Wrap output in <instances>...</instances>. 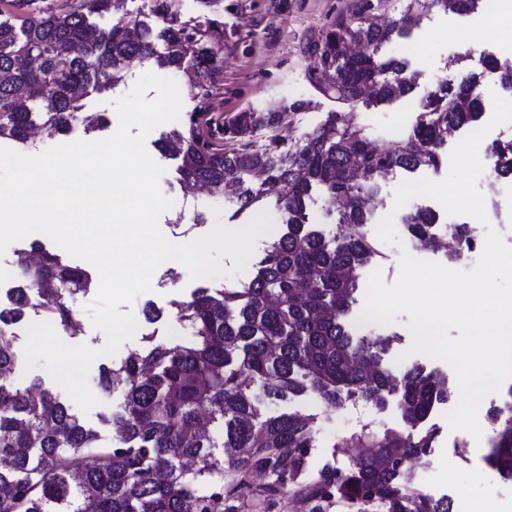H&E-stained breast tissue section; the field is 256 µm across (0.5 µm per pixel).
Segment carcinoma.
<instances>
[{
	"instance_id": "1",
	"label": "carcinoma",
	"mask_w": 512,
	"mask_h": 512,
	"mask_svg": "<svg viewBox=\"0 0 512 512\" xmlns=\"http://www.w3.org/2000/svg\"><path fill=\"white\" fill-rule=\"evenodd\" d=\"M483 2L406 0L401 17L382 25L389 0H354L308 45L317 58V89L342 108L368 85L381 103L410 95L415 77L408 60L383 57L379 48L407 37L434 9L470 14ZM2 13L14 20H0V142L25 148L35 127L49 137L65 134L88 89L119 84L132 63L157 73L178 70L201 51L196 33L183 23L159 28L117 21L96 29L91 18L112 13V0H7ZM160 41L166 45L162 53ZM361 44L373 51L343 59L348 47ZM485 67L498 72L501 89L512 93V59L489 57ZM480 86L478 75L458 86L441 83L422 100L412 132L386 148L371 146L341 110L293 149L279 138L255 151L244 142L259 126L279 125L276 112H242L225 123L224 141L240 143L236 149L201 140L193 116L188 128L161 138L159 149L180 160L184 184L231 187L244 209L273 188L285 230L265 250L250 282L201 287L191 300L176 303L178 318L195 329V344L150 338L119 368L102 369L101 387L120 384L125 392L122 410L112 415L114 446L100 444L96 432L42 383L22 390L7 382L16 354L6 331L36 309L38 296L56 298L47 317L70 327L74 311L65 296L84 293L92 283L84 268L31 246L38 261L22 258L10 304L0 307V459L7 460L0 467V512H232L240 488L257 474L271 482L255 494L275 495L288 481L310 502L309 512H326L333 501L350 512H452L448 499L431 497L405 479L407 467L437 439V429L424 423L435 406L450 401L448 380L419 364L395 375L382 365L390 341H354L342 316L354 301L359 270L378 256L365 231L366 201L396 169L443 167L448 135L484 122ZM492 153L510 159L500 173L512 178V139L493 143ZM316 186L347 200L336 245L306 222V200ZM405 222L412 240L435 247L434 211L418 206ZM258 384L274 402L315 395L334 407L350 399L383 406L397 391L406 431L379 441L359 437L346 444L357 449L355 468H324L301 483L313 417L262 414L253 394ZM203 410L208 423L223 429L222 459L214 456ZM490 416L498 431L486 461L511 478L512 401ZM186 460L202 466L187 469Z\"/></svg>"
}]
</instances>
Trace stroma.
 <instances>
[{
    "mask_svg": "<svg viewBox=\"0 0 512 512\" xmlns=\"http://www.w3.org/2000/svg\"><path fill=\"white\" fill-rule=\"evenodd\" d=\"M352 0H172L171 14L178 22L197 27L204 44L203 53L188 70L172 72L181 92L183 109L179 120L156 127L146 139V147L153 159L165 169L160 180L164 195L179 198L178 207L169 209L160 218V227L169 241L179 236L197 239L212 230L215 223L237 229L246 225L260 213H267L274 228L261 235L244 271L223 278L227 288H238L253 277L256 265L265 249L276 236L283 223L282 207L275 192L251 208H242L236 195L204 191L195 195H182V184L177 178L176 160L160 152L158 140L173 129L187 126L192 113H199L196 130L200 137L209 138L212 124L227 122L241 112H279L283 119L279 127H260L247 136L252 148H265L273 138L286 139L295 145L319 130L336 112L332 99L321 95L312 80L317 66L315 57L305 49L309 36L321 33L336 16L348 10ZM414 50L408 60L417 76V87L411 97L379 104L372 97H364L349 111L355 126L373 145L384 148L391 144L394 127L412 130L420 110V103L428 92L445 80L461 81L469 73L482 71L485 56L512 58V0H488L484 10L470 15H457L440 10L433 11L415 28L409 39ZM140 77L139 68L129 69L122 82L112 88L92 90L83 97V114L102 115L107 124L100 137L112 135L118 125L113 107L115 99L127 94ZM302 102V109L292 112L288 106ZM448 174L447 169L428 172L425 177L439 181ZM420 173L395 170L380 180L376 197L379 205L371 213V222L365 230L376 238V226L385 217H392L397 233H404L401 217L391 216L394 191L402 183L420 180ZM478 186L486 202V213L491 225L499 231L505 242L512 245V181L492 182L489 174H482ZM221 207V215H214V207ZM39 243L48 251H56V244L47 237H25L9 246L0 257V306L9 303L10 294L19 272V257L32 243ZM379 255L373 268L363 269L362 283L355 295L356 301L347 317L354 324L357 336H384L391 346L383 362L394 373H401L405 363L398 357L407 353L412 337L407 328L408 315H398L395 323L360 326L356 320L364 309L367 278L372 269H380L386 284H393L399 276L398 247L378 241ZM206 278H191L184 266L160 265L152 277V289L141 294L132 305L137 322L133 338L125 342L112 356L103 355L107 343L104 332L93 327L86 312L97 291L68 297L73 308L77 329L60 331V338L71 345H87L101 353L91 367L88 384L96 393L99 404L90 412H77L76 417L88 428L96 431L101 442L116 439L112 426L113 413L124 403L122 388L101 390L99 374L103 366L121 365L128 355L139 348L145 337L156 336L172 343L189 345L195 340L194 330L187 322L178 320L172 307L174 301L190 300L193 291L206 285ZM153 304L163 312L161 320L147 321L143 315L146 304ZM26 323L14 325L15 351L18 355L9 382L23 389L33 381H42L60 399L67 393L56 385L50 374L42 368L26 370L22 356L27 340ZM512 398V389L501 386L488 394L479 408V422L483 434L474 438L464 431H450L444 418L446 406H437L427 419V426L436 428L437 440L429 454L414 465L426 483V494L432 497L448 496L454 505L463 506L465 512H512V478L501 477L486 463V457L496 436V427L489 416L491 406L503 405ZM267 413L283 410L310 414L312 446L308 450V479L317 478L324 465L342 470L353 468L357 462L345 446L346 441L361 435L381 439L386 433L404 430L405 424L397 397H390L386 406L369 402L349 401L341 407L324 406L319 400L297 398L285 405L263 403Z\"/></svg>",
    "mask_w": 512,
    "mask_h": 512,
    "instance_id": "1",
    "label": "stroma"
}]
</instances>
